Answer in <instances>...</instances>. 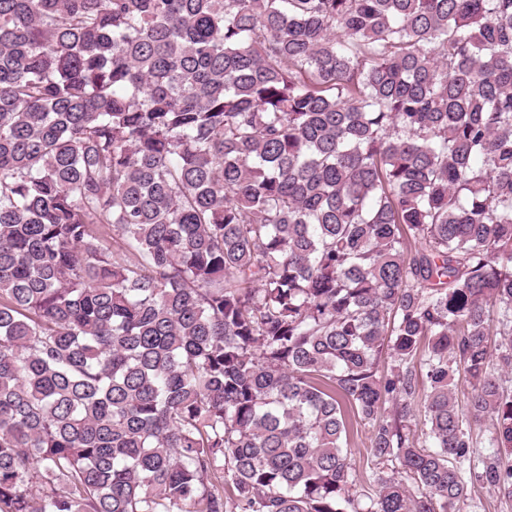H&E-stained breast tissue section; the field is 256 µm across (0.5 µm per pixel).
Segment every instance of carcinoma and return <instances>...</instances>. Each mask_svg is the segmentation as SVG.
Segmentation results:
<instances>
[{
    "label": "carcinoma",
    "mask_w": 512,
    "mask_h": 512,
    "mask_svg": "<svg viewBox=\"0 0 512 512\" xmlns=\"http://www.w3.org/2000/svg\"><path fill=\"white\" fill-rule=\"evenodd\" d=\"M478 485L512 501V0H0V512ZM350 415L349 446L354 452V459L360 471L366 465V448L369 446L368 429L356 422L352 412Z\"/></svg>",
    "instance_id": "carcinoma-1"
}]
</instances>
